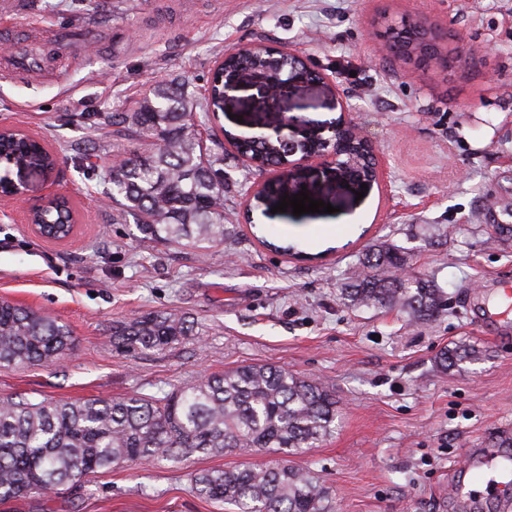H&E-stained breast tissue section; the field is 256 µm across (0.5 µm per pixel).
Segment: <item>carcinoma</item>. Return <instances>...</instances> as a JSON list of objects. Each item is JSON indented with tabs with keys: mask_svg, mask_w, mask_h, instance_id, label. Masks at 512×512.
<instances>
[{
	"mask_svg": "<svg viewBox=\"0 0 512 512\" xmlns=\"http://www.w3.org/2000/svg\"><path fill=\"white\" fill-rule=\"evenodd\" d=\"M384 37L393 55L418 65L430 60L446 72L465 68L468 51L459 44L444 50L432 25L403 18L387 25ZM306 63L254 46L224 58L206 95L188 92V82L159 81L132 112L112 116L113 135L137 142V148L112 168L109 197L115 218L132 217L139 230L182 249L206 250L224 242V178L203 140L190 123L223 111L226 81L248 78L273 68L300 71ZM15 161L43 163L41 148L22 139L0 142ZM262 165L288 162L276 142L238 146ZM369 150L355 140L342 162L351 167L354 187L370 184ZM282 187L262 188L253 199L264 209L275 206ZM370 271L358 276L344 294L360 307L408 311L428 323L448 307V297L421 276H397L405 264L395 247L366 255ZM198 335L188 319L149 313L112 327L114 344L133 355L162 350ZM75 346L66 324L32 308L0 300V368L43 366L61 359ZM473 345L440 352L439 364L450 369L479 359ZM336 397L320 383L285 368L252 364L212 372L195 384L162 398L136 393L118 399L80 401L43 399L22 394L0 398V500L46 496L87 475L120 463L160 460L178 463L193 454L222 455L271 450L283 455L275 464L203 470L192 478L196 494L237 512H329V492L286 456L313 448L336 427Z\"/></svg>",
	"mask_w": 512,
	"mask_h": 512,
	"instance_id": "cac0c4a2",
	"label": "carcinoma"
}]
</instances>
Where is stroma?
Wrapping results in <instances>:
<instances>
[{
    "instance_id": "35a3bbf8",
    "label": "stroma",
    "mask_w": 512,
    "mask_h": 512,
    "mask_svg": "<svg viewBox=\"0 0 512 512\" xmlns=\"http://www.w3.org/2000/svg\"><path fill=\"white\" fill-rule=\"evenodd\" d=\"M383 16L426 18L475 56L445 81L386 62ZM48 31L61 39L52 63L63 79L0 70V125L58 152L60 189L81 222L61 244L35 236L23 222L44 193L35 177L25 200L0 201V299L55 315L76 346L52 366L0 368V397L160 396L213 371L274 364L336 396L334 433L291 458L328 488L332 512H468L455 490L471 450L512 430V336L481 322L483 283L512 284V239L482 216L491 205L512 222V0H0V50L36 53ZM247 44L295 51L326 82L270 109L254 91L228 90L204 138L235 197L223 243L185 250L113 221V113L157 81L202 92L224 53ZM340 100L384 180L360 198L313 166L303 178L333 213L245 220L250 190L275 173L243 163L226 133H271L286 110L329 123ZM389 244L406 273L447 294L433 321L344 300L366 254ZM154 312L189 317L197 335L133 356L115 349L113 325ZM459 342L479 360L441 369L438 354ZM275 459L123 463L47 497L1 501L0 512H225L196 496L192 474Z\"/></svg>"
}]
</instances>
